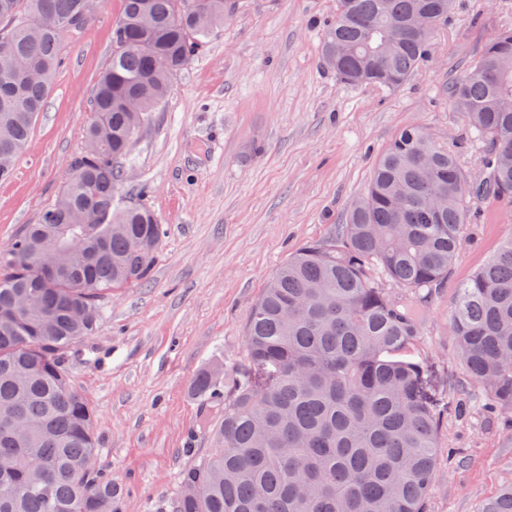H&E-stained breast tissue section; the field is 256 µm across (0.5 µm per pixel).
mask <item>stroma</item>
Segmentation results:
<instances>
[{
    "label": "stroma",
    "mask_w": 512,
    "mask_h": 512,
    "mask_svg": "<svg viewBox=\"0 0 512 512\" xmlns=\"http://www.w3.org/2000/svg\"><path fill=\"white\" fill-rule=\"evenodd\" d=\"M120 9L121 0H97L88 24L67 34L29 147L0 182V246L36 223L63 186ZM335 12V0H235L231 20L132 141L123 193L154 212L163 237L148 278L110 295L95 334L60 356L95 410L124 512H166L208 448L195 377L219 363L222 391L234 389L245 325L268 277L302 244L331 240L400 128L424 127L471 176L482 171V148L449 87L496 28L512 24V0H455L430 59L393 91L345 85L324 64ZM477 209L411 351L442 418L428 512H480L512 482V425L489 413L449 327L459 286L512 234L511 209L490 200Z\"/></svg>",
    "instance_id": "stroma-1"
}]
</instances>
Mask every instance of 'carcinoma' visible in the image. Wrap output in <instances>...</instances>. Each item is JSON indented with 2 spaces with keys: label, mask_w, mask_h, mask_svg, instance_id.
<instances>
[{
  "label": "carcinoma",
  "mask_w": 512,
  "mask_h": 512,
  "mask_svg": "<svg viewBox=\"0 0 512 512\" xmlns=\"http://www.w3.org/2000/svg\"><path fill=\"white\" fill-rule=\"evenodd\" d=\"M452 4L336 0L325 59L345 84L395 90ZM229 16L227 0H122L77 175L0 251V512H122L95 410L60 354L93 335L106 296L149 276L163 227L119 193L130 133ZM89 19V0H0V182L29 145L65 34ZM450 97L485 145L482 177L423 128L398 130L331 242L298 248L268 278L247 321L248 376L219 422L204 419L211 448L182 475L172 512H427L440 414L424 367L403 355L420 335L421 292L460 256L471 202L512 207V26L466 63ZM449 324L489 408L512 418V238L459 287ZM219 375L194 380L205 407ZM482 512H512V484Z\"/></svg>",
  "instance_id": "1"
}]
</instances>
